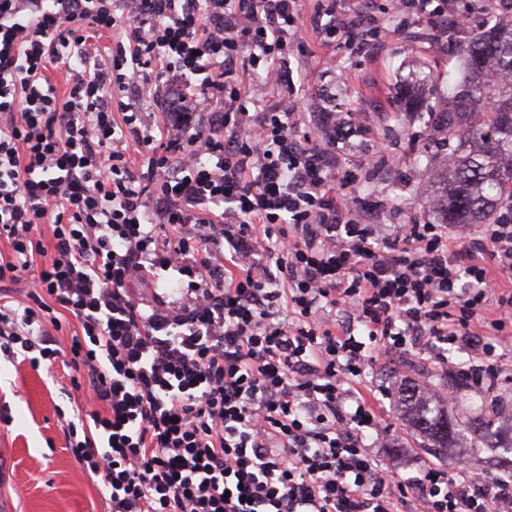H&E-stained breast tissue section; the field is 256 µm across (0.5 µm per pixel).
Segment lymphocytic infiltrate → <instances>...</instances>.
Returning <instances> with one entry per match:
<instances>
[{"mask_svg": "<svg viewBox=\"0 0 512 512\" xmlns=\"http://www.w3.org/2000/svg\"><path fill=\"white\" fill-rule=\"evenodd\" d=\"M346 2L315 15L326 47L361 54L371 19ZM392 8L464 20L450 0ZM301 17L302 0H0V283L28 284L0 295V354L68 358L90 398L67 439L109 512H512V478L381 458L399 434L368 380L423 347L497 389L512 212L462 247L358 206L330 155L364 117L306 131ZM170 277L188 284L155 291Z\"/></svg>", "mask_w": 512, "mask_h": 512, "instance_id": "1", "label": "lymphocytic infiltrate"}]
</instances>
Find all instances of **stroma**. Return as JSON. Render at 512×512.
Returning <instances> with one entry per match:
<instances>
[{"label": "stroma", "instance_id": "obj_1", "mask_svg": "<svg viewBox=\"0 0 512 512\" xmlns=\"http://www.w3.org/2000/svg\"><path fill=\"white\" fill-rule=\"evenodd\" d=\"M369 9L380 24L399 26L398 36L359 55L336 50V69L327 73L321 64L327 50L319 22L312 6H305L298 32L305 53L299 67L310 91L299 110L311 131L319 126L323 110L365 112L366 131L333 154L335 172H353V192L362 206L376 210L379 222L410 216L424 221L434 195V165L448 153L425 113L447 108L448 80L460 68L456 46L480 31L484 14L474 11L468 28L445 30L412 16L399 17L389 0H373ZM72 374L59 363L35 369L0 356V512H108L100 477L87 471L68 447L66 423L88 398L87 392L72 390ZM375 377L383 385L427 387L438 398L454 391L458 402L448 409L454 420L478 399L421 349L376 366ZM384 417L401 436L382 449L385 459L396 460L405 448L419 459H430L429 440L408 425L397 399L385 401ZM460 454L468 457L476 480L512 472V452L497 448L494 437L476 448L456 443L440 460L447 464Z\"/></svg>", "mask_w": 512, "mask_h": 512}]
</instances>
